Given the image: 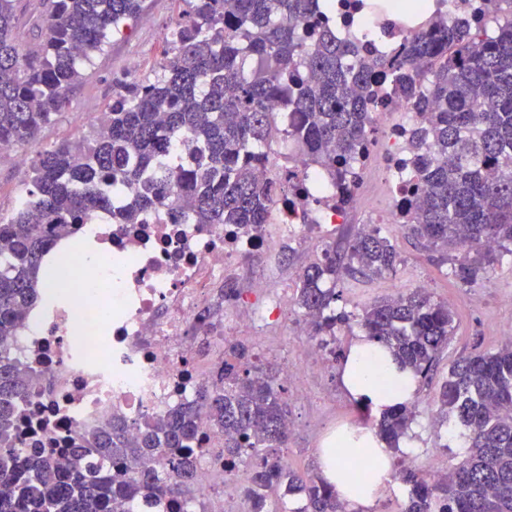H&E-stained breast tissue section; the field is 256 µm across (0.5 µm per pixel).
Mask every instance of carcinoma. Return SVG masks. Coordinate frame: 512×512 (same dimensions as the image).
<instances>
[{
	"instance_id": "carcinoma-1",
	"label": "carcinoma",
	"mask_w": 512,
	"mask_h": 512,
	"mask_svg": "<svg viewBox=\"0 0 512 512\" xmlns=\"http://www.w3.org/2000/svg\"><path fill=\"white\" fill-rule=\"evenodd\" d=\"M163 33L154 75L121 83L105 126L37 153L23 205L0 211V512H136L135 503L193 499L191 459L200 420L224 433V464L256 459L244 497L266 512L282 488L297 512H341L336 491L287 467L286 389L233 346L193 400L137 433L116 423L68 452L23 454L19 402L40 383L9 350L60 271L47 256L55 239L100 212L119 224L169 206L171 224L267 223L269 196L256 167L291 138L302 157L338 185L375 140L377 99L407 101L418 121L405 149L414 166L401 203L418 243L448 253L461 286L512 257V0L487 34L485 15L448 23L435 15L393 52L371 53L336 29L350 28L326 0H182ZM143 0H0V143L27 147L67 106L81 69L111 35L137 18ZM284 101L286 112L270 110ZM390 239L372 228L347 249L307 266L296 304L315 336H336L351 315L335 312L344 275L396 272ZM401 367L430 378L454 332L448 305L419 289L367 305L356 319ZM442 422L467 431L469 450L441 480L402 468L403 512H512V341L464 356L436 389ZM416 416L412 403L386 412L379 429L399 448Z\"/></svg>"
}]
</instances>
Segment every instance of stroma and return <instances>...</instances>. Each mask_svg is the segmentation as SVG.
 I'll use <instances>...</instances> for the list:
<instances>
[{"mask_svg":"<svg viewBox=\"0 0 512 512\" xmlns=\"http://www.w3.org/2000/svg\"><path fill=\"white\" fill-rule=\"evenodd\" d=\"M184 8L183 0H145L143 14L112 35L104 51L83 68L80 83L68 94L66 110L43 128L29 146L28 155L33 157L44 148L88 135L111 103L119 82L132 74L131 61L139 63L134 73L137 78L151 76L163 60V33L180 18ZM29 174V167L18 166L12 155L0 154V211L10 212L18 198L24 196ZM389 202L387 186L374 177H366L360 197L350 209L348 223L310 229L302 243L290 235H272L266 262H244L242 276L265 279L267 293L245 295L229 308L223 288L211 292L214 318L231 316L235 340L249 349L255 365L275 374L288 365L300 373L299 384L287 388L294 429L287 447L280 451L294 470L317 473V452L325 437L337 427L371 419L370 413L347 398L341 384L343 356L361 335V328L354 324L338 329L334 341L321 345L327 367L316 371L308 358L309 339L301 332V312L295 304L280 300L282 294H295L302 269L318 261L325 249H344L363 226L380 225L397 251L396 273L339 279L336 307L358 315L374 300L413 289L418 281H428L433 300L449 305L455 325L451 341L439 356L438 375H445L449 365L460 357L477 350H494L505 337L512 336V262L491 268L473 286H460L451 277L448 265L440 263L438 252L420 247L406 226L385 223L384 208ZM435 392V384H419L416 399L420 411L394 458L401 461L414 457L420 468L432 465L444 471L462 459L466 442L461 427L436 422Z\"/></svg>","mask_w":512,"mask_h":512,"instance_id":"1","label":"stroma"}]
</instances>
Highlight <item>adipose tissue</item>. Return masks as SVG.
Here are the masks:
<instances>
[{"instance_id": "1", "label": "adipose tissue", "mask_w": 512, "mask_h": 512, "mask_svg": "<svg viewBox=\"0 0 512 512\" xmlns=\"http://www.w3.org/2000/svg\"><path fill=\"white\" fill-rule=\"evenodd\" d=\"M342 380L351 400L369 407L373 421L338 429L333 443L319 449L318 465L349 512H374L388 487L393 455L374 420L389 406L412 400L417 382L399 372L391 358L364 337L350 348Z\"/></svg>"}]
</instances>
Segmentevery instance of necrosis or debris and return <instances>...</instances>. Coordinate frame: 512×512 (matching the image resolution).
<instances>
[{
	"label": "necrosis or debris",
	"mask_w": 512,
	"mask_h": 512,
	"mask_svg": "<svg viewBox=\"0 0 512 512\" xmlns=\"http://www.w3.org/2000/svg\"><path fill=\"white\" fill-rule=\"evenodd\" d=\"M403 141L401 128L387 131L364 165L390 186V224L401 176L413 161ZM292 169L303 183L318 175L282 153L257 169L260 182L273 190L269 223L285 234L343 220L336 185L319 204L307 195H285ZM166 218L161 208L142 224L98 219L81 225L84 244L100 250L94 272L82 265L71 237L55 241L52 257L66 256L72 270L66 296L32 310L11 348L13 358L42 375L39 393L21 406L22 448L73 447L79 436L108 429L117 416L136 427L189 401L213 376L206 362L215 339L203 308L206 290L225 281L244 253H263L269 237L231 224H170ZM196 445L199 496L193 512H247L246 503L227 491L239 471L224 467L223 433L199 423Z\"/></svg>",
	"instance_id": "4bbe7bcc"
}]
</instances>
